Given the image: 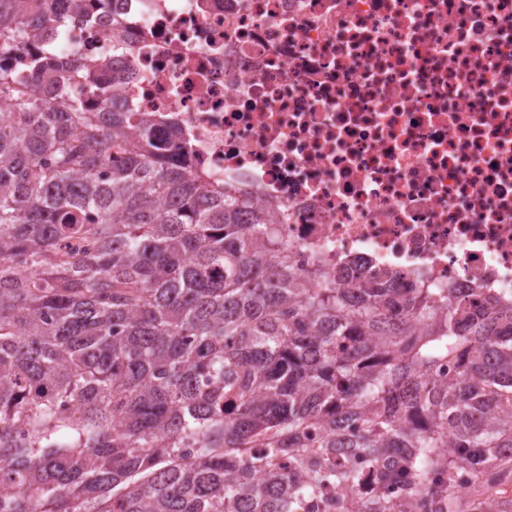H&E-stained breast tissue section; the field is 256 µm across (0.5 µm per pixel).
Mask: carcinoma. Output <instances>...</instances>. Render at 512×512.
<instances>
[{
  "mask_svg": "<svg viewBox=\"0 0 512 512\" xmlns=\"http://www.w3.org/2000/svg\"><path fill=\"white\" fill-rule=\"evenodd\" d=\"M59 2L46 18L0 0V53L61 38L82 0ZM14 61L0 66V512H298L369 480L404 484L401 507L339 512H460L456 476H512V297L395 288L385 269L321 285L266 213L169 158L146 113L42 92L67 74L97 91L91 64Z\"/></svg>",
  "mask_w": 512,
  "mask_h": 512,
  "instance_id": "cac0c4a2",
  "label": "carcinoma"
}]
</instances>
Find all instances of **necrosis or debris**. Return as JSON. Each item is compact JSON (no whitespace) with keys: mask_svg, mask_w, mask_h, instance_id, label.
I'll return each instance as SVG.
<instances>
[{"mask_svg":"<svg viewBox=\"0 0 512 512\" xmlns=\"http://www.w3.org/2000/svg\"><path fill=\"white\" fill-rule=\"evenodd\" d=\"M55 51L300 272L512 295V0H84Z\"/></svg>","mask_w":512,"mask_h":512,"instance_id":"obj_1","label":"necrosis or debris"}]
</instances>
